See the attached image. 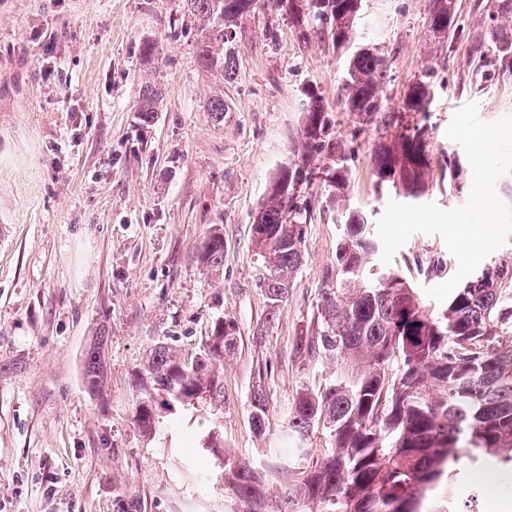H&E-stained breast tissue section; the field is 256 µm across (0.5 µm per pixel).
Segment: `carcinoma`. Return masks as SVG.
Instances as JSON below:
<instances>
[{"instance_id":"1","label":"carcinoma","mask_w":512,"mask_h":512,"mask_svg":"<svg viewBox=\"0 0 512 512\" xmlns=\"http://www.w3.org/2000/svg\"><path fill=\"white\" fill-rule=\"evenodd\" d=\"M201 28L198 56L221 75L236 66L238 22L257 0H184ZM303 39L342 48L355 41L357 27L367 43L350 60L344 84L347 109L372 117L381 111L388 63L365 21L363 0H276ZM431 31L442 43L456 30V0H428ZM501 61L512 65V26H495ZM432 72L409 89L406 112H426L432 101ZM304 123L298 153L301 161L276 177L259 208L253 228L256 256L267 271L263 288L274 316L288 298L291 279L302 261L303 224L313 217L312 202L302 190L323 174L342 217L334 263L324 274L327 287L316 303L313 331L299 337L297 353L327 366L318 382L302 385L288 416L291 480L270 506L257 467L228 455L224 473L231 478L242 512H297L308 500L319 512H424V503L443 491L445 507L455 512L456 489L469 485L466 463L497 467L512 463V255L481 274L468 277L448 304L433 313L391 268H376L377 244L363 214L347 205L346 149L336 139L334 123L319 93L304 90ZM429 130L403 128L397 139L374 152L377 184L392 182L416 199L428 182L431 164ZM208 270L224 265V235L215 230L203 245ZM235 325L219 320L191 366L166 345L150 353L131 385L140 392L135 418L149 437L161 435L157 406L188 410L200 399L224 393L220 369L224 356L237 348ZM100 347L87 356L85 382L100 389ZM164 393L166 399L157 401ZM267 402L256 385L249 423L253 433L266 431ZM188 424L201 448H216L213 427L202 413ZM322 429L329 451L314 453L304 440Z\"/></svg>"}]
</instances>
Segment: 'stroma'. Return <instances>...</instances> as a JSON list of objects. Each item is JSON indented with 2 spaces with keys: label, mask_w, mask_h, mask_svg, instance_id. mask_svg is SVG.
<instances>
[{
  "label": "stroma",
  "mask_w": 512,
  "mask_h": 512,
  "mask_svg": "<svg viewBox=\"0 0 512 512\" xmlns=\"http://www.w3.org/2000/svg\"><path fill=\"white\" fill-rule=\"evenodd\" d=\"M495 0H458V28L437 43L425 0H364L388 58L384 111L403 108L412 84L433 70L431 175L425 201L466 202L472 171L444 174L462 149L445 130L456 109L478 104L481 120L512 115V67L490 36ZM199 30L183 0H0V512H239L225 482L180 425L161 411L167 443L135 420L134 371L156 345L189 361L216 320L233 322L238 347L224 358V395L203 411L227 454L256 464L271 495L284 482L273 450L314 367L294 346L312 325L339 227L326 184L304 227L302 264L288 301L269 315L253 224L278 171L296 161L303 91L318 90L348 147L349 202L377 222L402 190L377 185L373 154L395 128L345 107L348 52L303 41L288 10L258 0L237 29L236 71L225 78L198 57ZM160 52V70L142 58ZM162 100L151 120L138 110L146 85ZM223 100V121L210 112ZM224 265L199 255L213 228ZM391 265L416 289L457 268L437 235L417 234ZM103 338L99 392L84 358ZM268 404L266 435L249 423L254 384Z\"/></svg>",
  "instance_id": "1"
}]
</instances>
